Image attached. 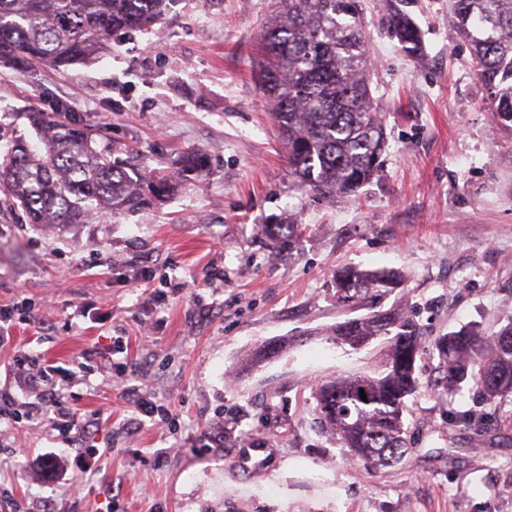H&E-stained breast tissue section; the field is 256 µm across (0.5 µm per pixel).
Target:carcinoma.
Listing matches in <instances>:
<instances>
[{"mask_svg":"<svg viewBox=\"0 0 512 512\" xmlns=\"http://www.w3.org/2000/svg\"><path fill=\"white\" fill-rule=\"evenodd\" d=\"M169 3L0 0V60L68 67L104 49L118 31L155 24ZM449 12L469 42L498 125L512 129V0H450ZM382 23L408 55L422 53L421 30L407 10L390 7ZM367 54L359 0H277L262 31L257 80L271 100L291 174L319 196L354 194L381 167L385 127L373 106ZM31 122L43 130V149L14 139L4 152L0 178L28 223L39 228L88 224L94 213L160 202L207 167L202 153L190 152L174 173L148 178L100 149L83 126L55 123L39 111ZM402 282L392 271L348 269L336 275V298L348 305L370 292H392ZM348 336L364 344L391 337L384 370L324 381L314 391L316 409L353 455L387 467L406 451L405 399L417 389L422 332L409 315L393 309L336 326L337 339L344 343ZM436 350L439 384L456 387L471 379L490 402L512 393V324L490 335L462 328L440 337Z\"/></svg>","mask_w":512,"mask_h":512,"instance_id":"carcinoma-1","label":"carcinoma"}]
</instances>
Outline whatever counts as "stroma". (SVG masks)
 I'll return each mask as SVG.
<instances>
[{
  "mask_svg": "<svg viewBox=\"0 0 512 512\" xmlns=\"http://www.w3.org/2000/svg\"><path fill=\"white\" fill-rule=\"evenodd\" d=\"M408 2L416 59L383 27V0H361L387 149L355 196H316L289 172L254 67L272 0H171L99 57L0 62V150L39 138L37 110L83 124L149 175L187 151L209 160L163 204L56 232L27 224L0 186V305L27 297L53 311L15 326L0 386L18 349L86 359L66 404L100 422L84 472L45 424L0 423V512H512V394L489 404L471 381L444 391L433 348L416 363L397 464L353 457L316 412L319 381L373 371L384 345L337 344L338 323L395 307L432 339L512 323V131L492 119L448 0ZM284 221L296 230L280 247L271 233ZM347 267L406 283L349 310L333 283ZM219 269L223 286H205ZM116 336L126 352L111 353ZM278 341L277 356L251 363ZM107 354L129 375L105 373ZM129 384L170 411L172 430H131Z\"/></svg>",
  "mask_w": 512,
  "mask_h": 512,
  "instance_id": "35a3bbf8",
  "label": "stroma"
}]
</instances>
